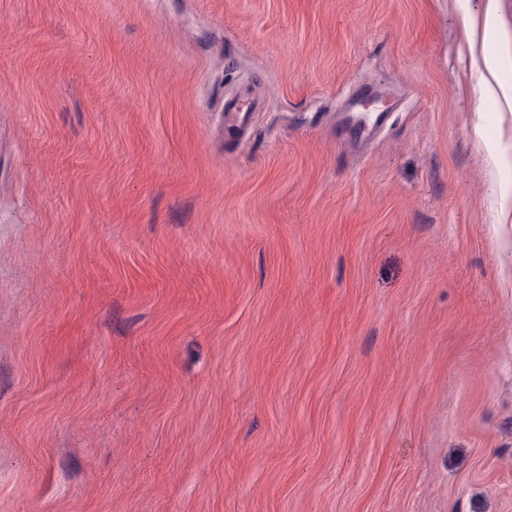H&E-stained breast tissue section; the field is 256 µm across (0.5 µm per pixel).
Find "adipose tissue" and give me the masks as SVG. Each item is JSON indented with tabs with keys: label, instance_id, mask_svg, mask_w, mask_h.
<instances>
[{
	"label": "adipose tissue",
	"instance_id": "adipose-tissue-1",
	"mask_svg": "<svg viewBox=\"0 0 512 512\" xmlns=\"http://www.w3.org/2000/svg\"><path fill=\"white\" fill-rule=\"evenodd\" d=\"M471 36L482 47L481 100L494 102L498 111L512 112V62L493 50L498 37V22L494 7H487L480 23L472 25Z\"/></svg>",
	"mask_w": 512,
	"mask_h": 512
}]
</instances>
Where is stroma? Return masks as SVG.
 <instances>
[{
	"label": "stroma",
	"instance_id": "1",
	"mask_svg": "<svg viewBox=\"0 0 512 512\" xmlns=\"http://www.w3.org/2000/svg\"><path fill=\"white\" fill-rule=\"evenodd\" d=\"M476 84L455 0H0V512H512ZM256 109V103L249 97H241L230 102L224 108V128L229 133L242 131L250 113Z\"/></svg>",
	"mask_w": 512,
	"mask_h": 512
}]
</instances>
